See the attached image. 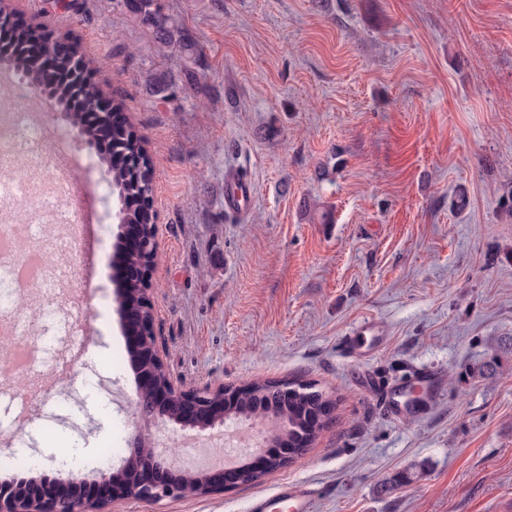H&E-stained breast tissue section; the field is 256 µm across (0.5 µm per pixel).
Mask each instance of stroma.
Returning a JSON list of instances; mask_svg holds the SVG:
<instances>
[{
  "instance_id": "1",
  "label": "stroma",
  "mask_w": 512,
  "mask_h": 512,
  "mask_svg": "<svg viewBox=\"0 0 512 512\" xmlns=\"http://www.w3.org/2000/svg\"><path fill=\"white\" fill-rule=\"evenodd\" d=\"M197 61L154 51L123 0H11L97 63L108 99L159 154L152 204L154 327L184 388L295 379L334 402L302 458L254 484L110 512H248L284 481L312 512H512V0H158ZM166 77L172 92L150 82ZM82 204L77 228L44 224L31 245L60 255L67 283L29 289L0 317L29 323L27 378L54 383L30 428L0 456L43 449L26 476L67 482L51 437L100 457L114 435L195 428L137 412V380L116 296L120 228L110 176L66 144ZM249 179L244 214L224 178ZM469 205L457 211L458 190ZM52 304L49 316L39 309ZM376 321L378 348L342 341ZM92 334L96 354L65 379L57 349ZM436 395L388 413L418 370ZM111 377V420L91 389Z\"/></svg>"
}]
</instances>
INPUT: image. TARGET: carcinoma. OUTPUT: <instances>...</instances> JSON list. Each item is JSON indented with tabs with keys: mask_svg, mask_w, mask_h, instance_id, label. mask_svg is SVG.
I'll use <instances>...</instances> for the list:
<instances>
[{
	"mask_svg": "<svg viewBox=\"0 0 512 512\" xmlns=\"http://www.w3.org/2000/svg\"><path fill=\"white\" fill-rule=\"evenodd\" d=\"M129 11L140 21L156 31V52L166 55L180 51L187 58L195 55L193 41L184 31L167 26L161 15L158 0H124ZM32 31L25 25L14 24L6 30L0 29V60L7 63L18 76L24 78L36 64L30 53ZM60 39L47 36L40 47L42 56L57 61V76L46 95L52 99L70 123L84 128L89 139H95L98 126L86 119V111L76 102L90 103L102 97L103 89L94 76L95 68L91 61L79 58L80 68L72 66L71 61L58 56ZM98 166L107 169L110 175L109 185L116 197L126 200L150 199L153 174L157 165L155 155L145 147L142 138L132 126L112 127V153H96ZM156 213L152 206L129 207L125 210L123 221L136 224L143 233L150 232L155 224ZM124 292L117 302L136 307L140 305L143 285L138 281L122 284ZM333 407V402L323 393L313 389L310 384H298L286 381L252 382L241 386L231 401L224 403V417L253 419L271 412L288 420V448L291 459L283 461L277 456L270 458V469L275 470L296 461V454L305 453L323 428V417L312 420V414L321 408Z\"/></svg>",
	"mask_w": 512,
	"mask_h": 512,
	"instance_id": "cac0c4a2",
	"label": "carcinoma"
}]
</instances>
